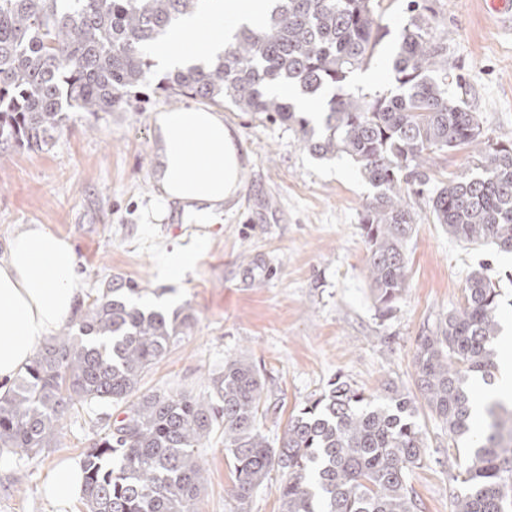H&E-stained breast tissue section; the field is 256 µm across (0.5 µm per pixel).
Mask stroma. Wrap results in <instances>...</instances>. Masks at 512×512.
<instances>
[{
    "label": "stroma",
    "mask_w": 512,
    "mask_h": 512,
    "mask_svg": "<svg viewBox=\"0 0 512 512\" xmlns=\"http://www.w3.org/2000/svg\"><path fill=\"white\" fill-rule=\"evenodd\" d=\"M407 0H383L382 38L372 63L351 85L374 90L401 40ZM448 47V91L478 118L484 138L512 143V17L486 0H427ZM194 106L221 112L240 139L246 181L205 221L159 198L152 181L156 112ZM373 190L347 157L309 152L287 124L222 103L139 87L127 107L73 118L46 151L0 152V248L22 224H40L71 241L88 306L110 281H134L141 302L185 309L190 329L143 376L144 392L204 396L208 377L246 358L268 388L261 429L276 440L293 412L340 379L365 393L386 383L414 388L420 336L463 301L469 274L484 267L501 292V324L512 326V253L468 243L435 224L427 196L408 194L418 214L408 241L405 287L382 314L366 277L369 247L359 215ZM188 248L194 264L176 279L160 257ZM119 406H91L68 417L55 447L34 457L0 449V512L63 509L42 486L56 461L81 457ZM417 421L428 437L420 465L407 474L417 512H451L459 487L455 449L427 409ZM198 455L205 467L197 512H235L233 480L216 431Z\"/></svg>",
    "instance_id": "stroma-1"
}]
</instances>
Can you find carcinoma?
Masks as SVG:
<instances>
[{"label":"carcinoma","instance_id":"obj_1","mask_svg":"<svg viewBox=\"0 0 512 512\" xmlns=\"http://www.w3.org/2000/svg\"><path fill=\"white\" fill-rule=\"evenodd\" d=\"M199 0H0V150L44 151L72 112L121 108L153 75L148 50ZM381 0H279L259 28H245L209 66L171 72L158 83L174 96L224 102L280 120L319 155H344L374 194L360 214L370 287L385 308L406 279L405 244L417 217L402 192L429 191L433 220L468 242L512 252V144L481 139L474 113L448 96L447 46L417 0L389 60L393 87L346 91L372 61ZM292 85L320 99L324 131L296 104L270 91ZM459 147L478 153L477 173L430 186L427 164ZM134 282L107 285L80 316L41 345L0 394V447L36 456L52 447L84 406L123 405L122 417L83 450L87 512H196L204 466L196 453L218 426L231 467L237 512L271 472L282 512H415L406 476L427 437L426 407L458 451L453 512H512V407L484 408L476 430L472 381L491 382L499 335V290L471 272L464 303L419 338L416 391L389 383L367 396L345 381L308 400L277 443L260 430L266 382L245 359L212 374L205 398L141 393L143 374L191 327L189 313L132 300Z\"/></svg>","mask_w":512,"mask_h":512}]
</instances>
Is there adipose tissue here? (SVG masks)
<instances>
[{"label":"adipose tissue","instance_id":"adipose-tissue-1","mask_svg":"<svg viewBox=\"0 0 512 512\" xmlns=\"http://www.w3.org/2000/svg\"><path fill=\"white\" fill-rule=\"evenodd\" d=\"M275 0H204L172 33L151 47L163 70L202 66L222 56L234 35L270 16ZM158 152L153 184L160 198L184 208L211 211L241 190L246 169L236 133L223 115L195 107L158 112ZM79 259L69 241L32 224L12 239L0 258V391L31 359L38 343L72 314L83 289ZM80 460L58 462L43 485L45 496L64 505L82 495Z\"/></svg>","mask_w":512,"mask_h":512}]
</instances>
